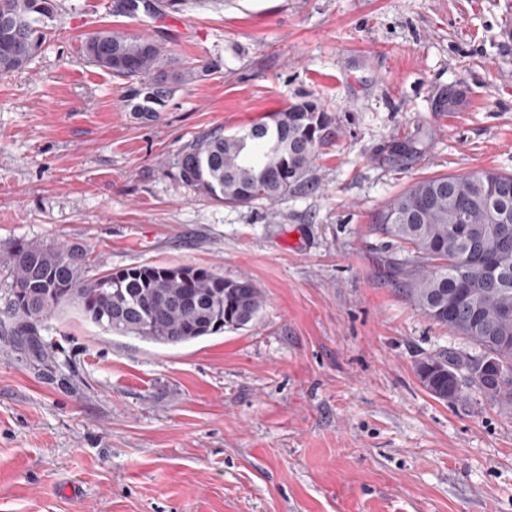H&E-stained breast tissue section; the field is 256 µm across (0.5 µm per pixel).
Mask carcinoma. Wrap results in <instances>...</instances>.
<instances>
[{
  "instance_id": "1",
  "label": "carcinoma",
  "mask_w": 512,
  "mask_h": 512,
  "mask_svg": "<svg viewBox=\"0 0 512 512\" xmlns=\"http://www.w3.org/2000/svg\"><path fill=\"white\" fill-rule=\"evenodd\" d=\"M57 0H0V75L26 67L42 49ZM86 63L139 79L129 99L157 113L170 93L159 46L150 38L102 28L82 45ZM333 117L306 96L234 134L213 129L180 157L184 181L209 199L275 204L309 186ZM512 174L482 168L413 182L381 212L382 231L408 245L385 270L409 301L448 328L459 345L417 362L425 390L445 402L476 394L512 413ZM12 285L3 325L38 360L49 357L44 320L75 309L104 331L176 346L257 322L264 293L251 280L189 265H141L88 276L76 247L17 243L8 253Z\"/></svg>"
}]
</instances>
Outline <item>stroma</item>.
Wrapping results in <instances>:
<instances>
[{"label": "stroma", "instance_id": "obj_1", "mask_svg": "<svg viewBox=\"0 0 512 512\" xmlns=\"http://www.w3.org/2000/svg\"><path fill=\"white\" fill-rule=\"evenodd\" d=\"M115 3L59 0L41 53L0 77V311L17 241L81 247L93 274L245 277L267 303L175 347L51 318V365L0 331V512H512V414L420 385L455 339L383 276L397 245L376 223L416 180L512 172V0ZM102 27L177 74L153 121L84 61ZM303 96L335 127L304 191L227 206L183 180L201 133ZM395 140L418 150L389 158Z\"/></svg>", "mask_w": 512, "mask_h": 512}]
</instances>
